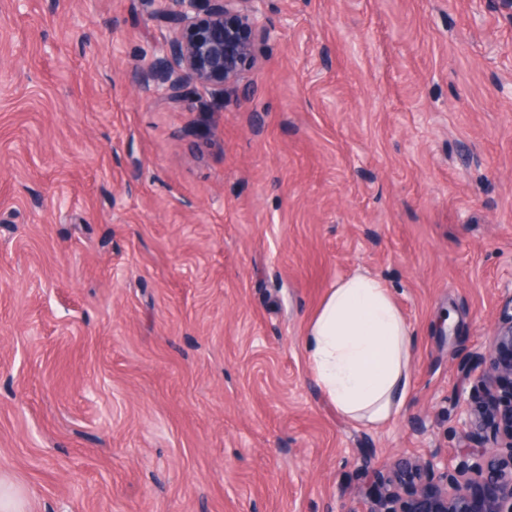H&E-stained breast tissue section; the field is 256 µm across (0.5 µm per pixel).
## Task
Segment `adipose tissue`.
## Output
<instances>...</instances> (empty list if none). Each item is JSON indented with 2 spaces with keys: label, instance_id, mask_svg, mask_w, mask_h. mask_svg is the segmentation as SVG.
Segmentation results:
<instances>
[{
  "label": "adipose tissue",
  "instance_id": "adipose-tissue-1",
  "mask_svg": "<svg viewBox=\"0 0 512 512\" xmlns=\"http://www.w3.org/2000/svg\"><path fill=\"white\" fill-rule=\"evenodd\" d=\"M414 337L390 289L364 272L338 280L307 322L303 348L342 415L383 423L407 402Z\"/></svg>",
  "mask_w": 512,
  "mask_h": 512
}]
</instances>
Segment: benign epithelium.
<instances>
[{"label":"benign epithelium","instance_id":"benign-epithelium-1","mask_svg":"<svg viewBox=\"0 0 512 512\" xmlns=\"http://www.w3.org/2000/svg\"><path fill=\"white\" fill-rule=\"evenodd\" d=\"M156 18L168 30L163 56L147 72L145 88L153 97L178 101L202 92L228 96L249 81L257 65V44L268 42L264 0H158ZM476 386L490 392L512 390V295L492 340L470 371ZM467 436L493 419L502 433L495 448H466L455 466L401 457L386 464L387 482L377 487L365 512H512V403L456 404ZM427 475L436 480L405 505L398 488Z\"/></svg>","mask_w":512,"mask_h":512}]
</instances>
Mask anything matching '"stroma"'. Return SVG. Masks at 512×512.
<instances>
[{
    "label": "stroma",
    "mask_w": 512,
    "mask_h": 512,
    "mask_svg": "<svg viewBox=\"0 0 512 512\" xmlns=\"http://www.w3.org/2000/svg\"><path fill=\"white\" fill-rule=\"evenodd\" d=\"M226 98L155 100L150 0H0V477L26 512H364L371 463L455 461L460 364L512 294V10L265 0ZM416 344L386 424L319 389L338 279Z\"/></svg>",
    "instance_id": "stroma-1"
}]
</instances>
